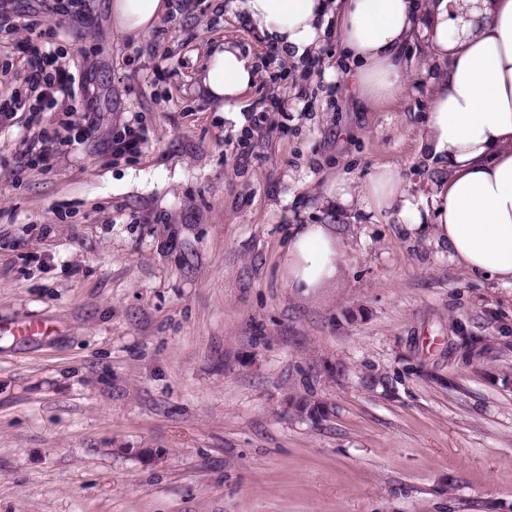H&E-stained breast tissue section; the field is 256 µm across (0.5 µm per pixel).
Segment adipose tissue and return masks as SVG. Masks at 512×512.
Masks as SVG:
<instances>
[{
  "label": "adipose tissue",
  "instance_id": "1",
  "mask_svg": "<svg viewBox=\"0 0 512 512\" xmlns=\"http://www.w3.org/2000/svg\"><path fill=\"white\" fill-rule=\"evenodd\" d=\"M168 8L167 0H112L113 25L139 34ZM230 8L268 44L296 58L338 18L345 55L356 66L357 94L372 109L404 93V48L415 36L425 37L432 57L449 65L430 79L420 141L447 177L423 196L382 165L359 186L336 177L322 204L392 214L447 247L469 273L512 285V0H232ZM256 74L239 49L221 44L197 89L221 102L226 119L237 123L236 102ZM342 254L333 225H297L283 259L289 287L307 295L338 282Z\"/></svg>",
  "mask_w": 512,
  "mask_h": 512
}]
</instances>
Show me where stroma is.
Masks as SVG:
<instances>
[{
    "mask_svg": "<svg viewBox=\"0 0 512 512\" xmlns=\"http://www.w3.org/2000/svg\"><path fill=\"white\" fill-rule=\"evenodd\" d=\"M110 2L7 0L92 93L0 123V512H512V286L396 217L320 203L382 164L423 195L442 177L419 145L425 43L373 110L336 24L315 75L268 61L222 0H171L137 35ZM28 36L0 27L2 99L25 89ZM223 40L258 68L237 124L196 90ZM63 119L93 131L33 163ZM126 129L145 142L114 157ZM297 224L336 226L339 285L289 288Z\"/></svg>",
    "mask_w": 512,
    "mask_h": 512,
    "instance_id": "obj_1",
    "label": "stroma"
}]
</instances>
